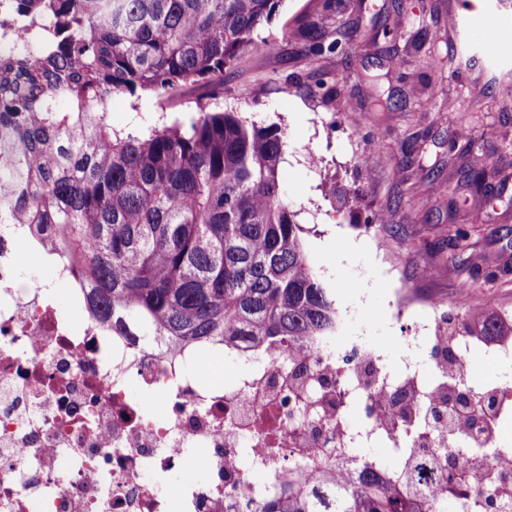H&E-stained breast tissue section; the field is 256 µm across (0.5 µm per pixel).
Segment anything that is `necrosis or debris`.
Segmentation results:
<instances>
[{"instance_id":"1","label":"necrosis or debris","mask_w":512,"mask_h":512,"mask_svg":"<svg viewBox=\"0 0 512 512\" xmlns=\"http://www.w3.org/2000/svg\"><path fill=\"white\" fill-rule=\"evenodd\" d=\"M25 233V225L0 223V512H224L276 488L292 460L273 451L287 447L288 425L307 406L316 415L306 453L337 454L353 468L363 465L346 417L355 401L385 447L406 453L433 442L465 449L469 460H494L512 382L476 385L468 374L473 348L512 355V340L450 331L439 299H429L428 319L401 337L414 356L396 366L339 336L299 354L237 343L232 351L247 353V366L217 383L205 358L224 345L172 351L115 335L63 266L47 279H23L14 251ZM62 287L67 315L54 306ZM490 395L498 407L486 417L488 436L424 421L440 400L452 413ZM198 464L205 479L190 475ZM173 472L184 476L174 497L154 481Z\"/></svg>"}]
</instances>
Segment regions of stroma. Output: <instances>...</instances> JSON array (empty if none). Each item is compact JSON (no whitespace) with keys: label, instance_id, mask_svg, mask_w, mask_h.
<instances>
[{"label":"stroma","instance_id":"stroma-1","mask_svg":"<svg viewBox=\"0 0 512 512\" xmlns=\"http://www.w3.org/2000/svg\"><path fill=\"white\" fill-rule=\"evenodd\" d=\"M322 3L283 0L259 33L266 50L242 52L222 86L113 96L112 124L145 130L201 101L282 127L280 180L341 333L384 344L394 363L393 339L428 315L425 297L450 300L466 285L473 307H512V108L499 107L512 92V0H338L326 17ZM317 21L339 46L315 56L303 33ZM453 141L487 157L500 182L475 192L466 159L448 152ZM370 158L378 164L369 169ZM330 177L346 205L326 196ZM380 212L386 222L368 233ZM462 224L471 230L459 242ZM476 256L497 279L477 274ZM401 288L422 300L399 322Z\"/></svg>","mask_w":512,"mask_h":512}]
</instances>
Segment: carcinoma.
<instances>
[{"instance_id":"carcinoma-1","label":"carcinoma","mask_w":512,"mask_h":512,"mask_svg":"<svg viewBox=\"0 0 512 512\" xmlns=\"http://www.w3.org/2000/svg\"><path fill=\"white\" fill-rule=\"evenodd\" d=\"M29 22L0 43V214L25 245L69 269L97 319L122 336L177 345L332 336L336 305L311 266L304 225L279 180L285 132L200 104L147 133L112 126L114 94L163 96L224 83L282 0H11ZM477 189L495 174L471 159ZM462 328L512 337V313ZM288 477L252 512H445L448 484L483 485L446 448L397 472L367 459Z\"/></svg>"}]
</instances>
